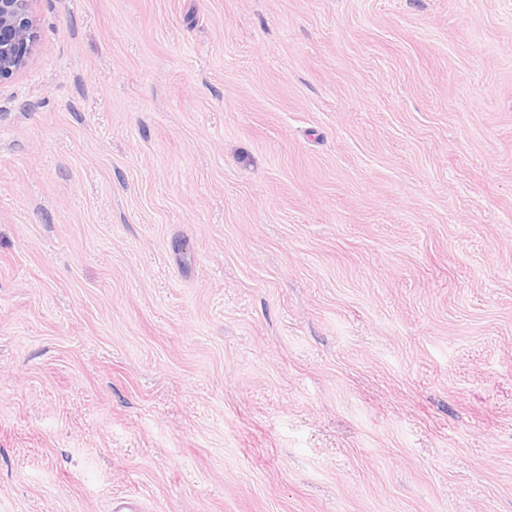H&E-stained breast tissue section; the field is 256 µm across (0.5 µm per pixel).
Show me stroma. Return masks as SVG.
<instances>
[{
    "label": "stroma",
    "mask_w": 512,
    "mask_h": 512,
    "mask_svg": "<svg viewBox=\"0 0 512 512\" xmlns=\"http://www.w3.org/2000/svg\"><path fill=\"white\" fill-rule=\"evenodd\" d=\"M34 12L0 512H512V0Z\"/></svg>",
    "instance_id": "35a3bbf8"
}]
</instances>
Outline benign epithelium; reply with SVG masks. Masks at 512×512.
Listing matches in <instances>:
<instances>
[{"label": "benign epithelium", "instance_id": "7a95c632", "mask_svg": "<svg viewBox=\"0 0 512 512\" xmlns=\"http://www.w3.org/2000/svg\"><path fill=\"white\" fill-rule=\"evenodd\" d=\"M35 0H0V83L32 58L38 43Z\"/></svg>", "mask_w": 512, "mask_h": 512}]
</instances>
